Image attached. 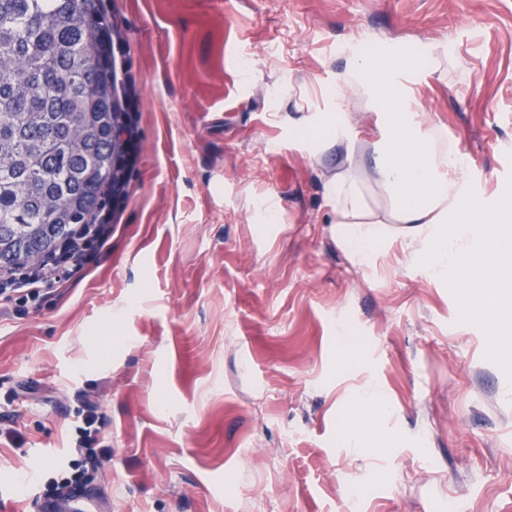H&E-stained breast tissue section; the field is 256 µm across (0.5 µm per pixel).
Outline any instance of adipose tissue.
I'll return each mask as SVG.
<instances>
[{
    "mask_svg": "<svg viewBox=\"0 0 512 512\" xmlns=\"http://www.w3.org/2000/svg\"><path fill=\"white\" fill-rule=\"evenodd\" d=\"M410 66V58L403 54L375 62L360 51L351 53L348 62L350 77L377 115L379 136L372 148L378 187L390 202V219L414 225L411 257L434 277L475 278L480 287H497L502 262L512 256V232L501 230L512 222V209L493 208L474 197L469 167L459 159L460 149L439 151L434 137L423 130L402 85L389 78L390 73ZM328 193L337 223H347L361 212L362 197L350 171L337 172L328 183ZM490 236L495 245L489 251L484 242ZM387 410L386 399L375 388L357 392L341 443L366 450L371 432L364 425V415L380 416Z\"/></svg>",
    "mask_w": 512,
    "mask_h": 512,
    "instance_id": "1",
    "label": "adipose tissue"
}]
</instances>
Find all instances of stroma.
Here are the masks:
<instances>
[{
    "instance_id": "stroma-1",
    "label": "stroma",
    "mask_w": 512,
    "mask_h": 512,
    "mask_svg": "<svg viewBox=\"0 0 512 512\" xmlns=\"http://www.w3.org/2000/svg\"><path fill=\"white\" fill-rule=\"evenodd\" d=\"M104 4L135 160L98 265L26 317L0 310V428L25 434L0 442V512H32L13 480L65 456L84 399L111 512H512V364L463 282L407 264L368 144L300 133L338 110L374 125L345 82L356 42L423 45L435 67L402 84L473 193L512 204V0ZM347 168L386 241L361 266L327 199ZM344 329L364 346L348 370ZM368 384L390 442L358 455L338 435Z\"/></svg>"
}]
</instances>
